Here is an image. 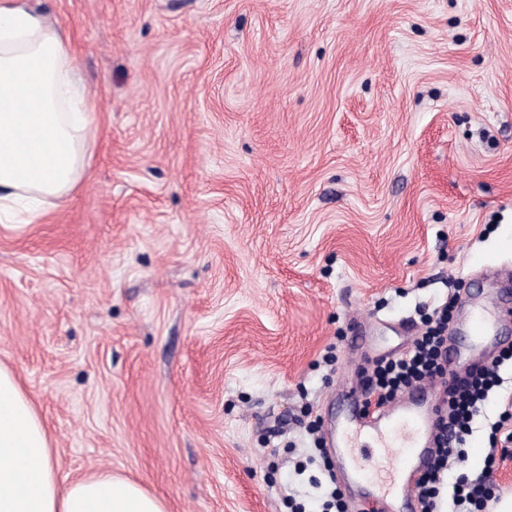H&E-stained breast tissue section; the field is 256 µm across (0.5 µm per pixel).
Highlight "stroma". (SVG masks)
<instances>
[{"mask_svg":"<svg viewBox=\"0 0 512 512\" xmlns=\"http://www.w3.org/2000/svg\"><path fill=\"white\" fill-rule=\"evenodd\" d=\"M97 103L77 188L0 223V366L62 481L167 512H369L326 445L367 362L512 266V0H27ZM490 393L457 472L486 473Z\"/></svg>","mask_w":512,"mask_h":512,"instance_id":"35a3bbf8","label":"stroma"}]
</instances>
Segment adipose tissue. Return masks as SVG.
I'll return each mask as SVG.
<instances>
[{
  "label": "adipose tissue",
  "mask_w": 512,
  "mask_h": 512,
  "mask_svg": "<svg viewBox=\"0 0 512 512\" xmlns=\"http://www.w3.org/2000/svg\"><path fill=\"white\" fill-rule=\"evenodd\" d=\"M95 105L76 84L64 30L0 5V213L29 222L78 184ZM0 512H166L162 499L109 471L61 483L48 434L17 377L0 367Z\"/></svg>",
  "instance_id": "obj_1"
}]
</instances>
